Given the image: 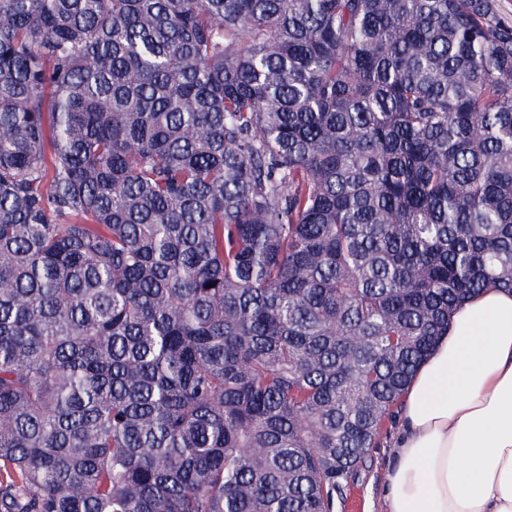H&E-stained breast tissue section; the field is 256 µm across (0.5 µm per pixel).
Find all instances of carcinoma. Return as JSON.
I'll return each instance as SVG.
<instances>
[{"instance_id":"cac0c4a2","label":"carcinoma","mask_w":512,"mask_h":512,"mask_svg":"<svg viewBox=\"0 0 512 512\" xmlns=\"http://www.w3.org/2000/svg\"><path fill=\"white\" fill-rule=\"evenodd\" d=\"M489 286L493 0H0V512H334Z\"/></svg>"}]
</instances>
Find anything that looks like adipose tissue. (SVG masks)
Instances as JSON below:
<instances>
[{"label": "adipose tissue", "instance_id": "obj_1", "mask_svg": "<svg viewBox=\"0 0 512 512\" xmlns=\"http://www.w3.org/2000/svg\"><path fill=\"white\" fill-rule=\"evenodd\" d=\"M385 512H512V293L457 308L403 399Z\"/></svg>", "mask_w": 512, "mask_h": 512}]
</instances>
